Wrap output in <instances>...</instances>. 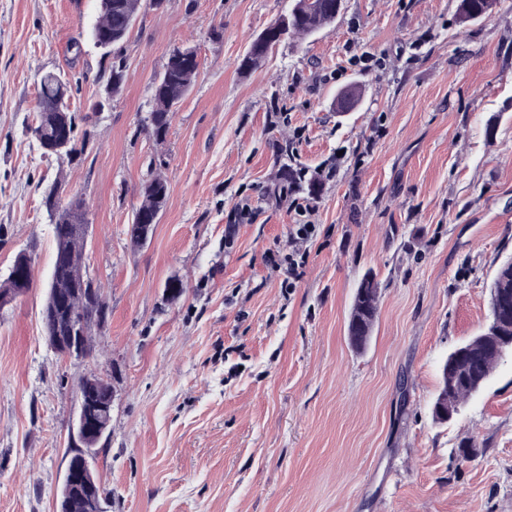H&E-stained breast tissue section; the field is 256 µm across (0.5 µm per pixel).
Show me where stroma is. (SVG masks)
Listing matches in <instances>:
<instances>
[{
  "label": "stroma",
  "instance_id": "obj_1",
  "mask_svg": "<svg viewBox=\"0 0 512 512\" xmlns=\"http://www.w3.org/2000/svg\"><path fill=\"white\" fill-rule=\"evenodd\" d=\"M458 5L344 0L331 27L244 72L292 0L145 4L113 95L109 59L71 47L97 0H0V279L34 256L30 290L0 310V512H54L76 383L101 365L116 391L92 461L104 512H512V360L448 423L430 411L443 359L484 329L512 259V0L465 23ZM177 47L201 67L159 144L152 82ZM44 71L71 85L79 161L25 134ZM346 87L360 97L341 112ZM287 155L322 185L299 197L316 233L289 287ZM156 173L168 199L135 246L127 226ZM59 177L87 203L83 263L109 307L92 353L68 361L42 322V195ZM369 271L379 310L359 353L347 321Z\"/></svg>",
  "mask_w": 512,
  "mask_h": 512
}]
</instances>
